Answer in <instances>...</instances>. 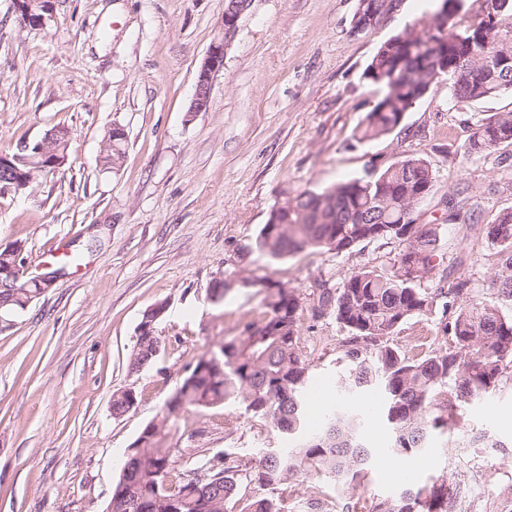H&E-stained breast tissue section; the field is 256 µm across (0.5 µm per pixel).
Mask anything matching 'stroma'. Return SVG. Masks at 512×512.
I'll list each match as a JSON object with an SVG mask.
<instances>
[{"label":"stroma","mask_w":512,"mask_h":512,"mask_svg":"<svg viewBox=\"0 0 512 512\" xmlns=\"http://www.w3.org/2000/svg\"><path fill=\"white\" fill-rule=\"evenodd\" d=\"M356 0H252L212 81L208 111L190 112L199 68L220 34L224 0H51L43 29L20 24L0 0V152L67 128L66 163L27 188L0 191V250L22 249L29 276L51 285L0 326V512H104L123 453L159 418L188 365L259 321L260 288H233L218 303L214 281L268 277L300 294L302 349L322 405L336 398L345 331L313 316V291L337 287L361 266L392 267L397 245L364 243L352 253L307 250L282 259L255 239L273 204L305 190L362 176L404 155H424L438 172L418 221L441 227L437 275L469 278L480 297L512 313L490 286L494 251L482 225L512 209V160L498 153L459 159L470 123L512 109V93L456 103L433 84L387 137L354 134L378 96L363 72L379 42L439 0H397L371 31H351ZM127 133L118 169L101 168L105 131ZM76 263L51 258L57 245ZM166 303L156 322L155 361L129 367L144 311ZM438 315L406 321L394 342L415 356L434 343ZM136 405L113 416L112 395ZM384 396L369 399V435L379 450L348 489L326 478L289 488L284 512L370 506L424 485L448 469L470 487L460 512H480L490 484H512V384L464 408L460 426L388 476ZM488 432L498 448H477ZM173 442L247 459L281 439L234 405L179 413Z\"/></svg>","instance_id":"35a3bbf8"}]
</instances>
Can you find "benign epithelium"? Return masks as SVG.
Returning a JSON list of instances; mask_svg holds the SVG:
<instances>
[{"mask_svg":"<svg viewBox=\"0 0 512 512\" xmlns=\"http://www.w3.org/2000/svg\"><path fill=\"white\" fill-rule=\"evenodd\" d=\"M15 4L20 23L30 28L44 29L52 17L51 0H15ZM249 4L250 0H230L224 8L221 35L211 44L201 64L189 111L204 112L208 109L213 78L224 68L226 49L235 39L239 20Z\"/></svg>","mask_w":512,"mask_h":512,"instance_id":"benign-epithelium-1","label":"benign epithelium"}]
</instances>
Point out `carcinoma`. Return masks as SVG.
<instances>
[{
    "label": "carcinoma",
    "mask_w": 512,
    "mask_h": 512,
    "mask_svg": "<svg viewBox=\"0 0 512 512\" xmlns=\"http://www.w3.org/2000/svg\"><path fill=\"white\" fill-rule=\"evenodd\" d=\"M392 9L393 0H357L352 30H370L358 16L377 22ZM491 54L504 64L486 68L484 60ZM363 78L377 87L379 97L355 134L360 141L392 134L404 114L440 81L448 82L458 102L512 92V0H482L479 18L466 25L453 16L443 22L432 17L415 21L379 44ZM126 140V132L117 127L104 133V169L119 165ZM68 144V130L56 129V153L45 164L66 157ZM507 147H512V110L473 124L463 156ZM436 180L428 159L402 156L379 170L371 167L360 178L276 202L255 240L256 249L277 259L310 249L350 254L365 242L402 246L395 271L363 266L345 276L339 288L323 289L314 307L316 316L332 312L347 332L341 389L384 392L388 451L401 458L424 452L433 437L460 424L462 405L490 397L512 381V316L475 295L468 279L449 289L435 282L440 228L417 223L416 207ZM484 230L498 254L491 285L512 299V210L498 213ZM237 285L264 288L262 319L245 335L219 345L209 361L199 359L187 369L157 424L125 450L108 503L112 512H227L230 503L238 512H282L283 492L294 484L324 475L344 487L369 464L363 406L336 404L324 412L318 429L308 425L311 365L301 346L299 297L270 278L248 277L217 281L207 296L218 303ZM38 292L5 282L0 297L10 299L4 309L15 312ZM437 311L436 345L416 357L394 345L393 337L408 319ZM158 343L147 331L139 335L129 366L150 365ZM444 389L450 400L433 406ZM228 403L264 422L287 447L261 448L254 462L216 452L188 465L170 438L172 417ZM253 489L269 495L255 496ZM458 497L456 481L442 470L431 483L380 499L368 512H456ZM484 512H512V484L490 487Z\"/></svg>",
    "instance_id": "carcinoma-1"
}]
</instances>
